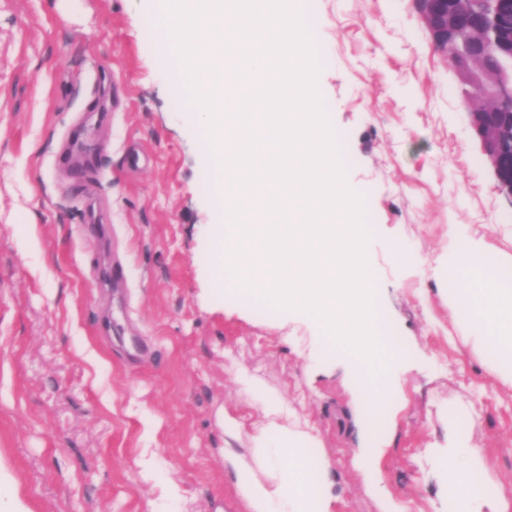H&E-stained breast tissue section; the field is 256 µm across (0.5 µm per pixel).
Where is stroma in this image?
<instances>
[{
    "instance_id": "obj_1",
    "label": "stroma",
    "mask_w": 512,
    "mask_h": 512,
    "mask_svg": "<svg viewBox=\"0 0 512 512\" xmlns=\"http://www.w3.org/2000/svg\"><path fill=\"white\" fill-rule=\"evenodd\" d=\"M303 7L399 345L377 431L340 429L355 372L313 317L210 292L203 134L143 0H0V461L32 512H246L221 424L261 414L240 371L315 429L331 512H448L459 433L512 498V394L449 320L438 279L457 224L512 257V201L412 0ZM94 104L111 122L87 119ZM76 136L95 148L84 176L60 160ZM92 199L106 236L90 230ZM401 248L417 261L397 263ZM114 263L122 277L105 279ZM364 444L379 459L369 475Z\"/></svg>"
}]
</instances>
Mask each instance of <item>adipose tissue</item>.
I'll use <instances>...</instances> for the list:
<instances>
[{
  "label": "adipose tissue",
  "mask_w": 512,
  "mask_h": 512,
  "mask_svg": "<svg viewBox=\"0 0 512 512\" xmlns=\"http://www.w3.org/2000/svg\"><path fill=\"white\" fill-rule=\"evenodd\" d=\"M448 309L470 312L475 353L493 350L482 361L485 374L512 390V261L494 260L483 240L457 229L448 244L444 266ZM244 389L257 395L264 419L251 436L248 452L225 448L224 466L235 478L248 512H329L320 479L308 476V449L317 447L312 431L280 421L278 395L262 391L249 377ZM494 462L473 447L466 435H457L448 447V498L455 512H512V499L492 495L461 482L464 474L493 469Z\"/></svg>",
  "instance_id": "obj_1"
}]
</instances>
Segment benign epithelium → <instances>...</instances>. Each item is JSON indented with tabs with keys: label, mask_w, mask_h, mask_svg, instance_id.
I'll use <instances>...</instances> for the list:
<instances>
[{
	"label": "benign epithelium",
	"mask_w": 512,
	"mask_h": 512,
	"mask_svg": "<svg viewBox=\"0 0 512 512\" xmlns=\"http://www.w3.org/2000/svg\"><path fill=\"white\" fill-rule=\"evenodd\" d=\"M414 0L433 47L453 64L473 107L469 112L484 155L512 201V0Z\"/></svg>",
	"instance_id": "7a95c632"
}]
</instances>
